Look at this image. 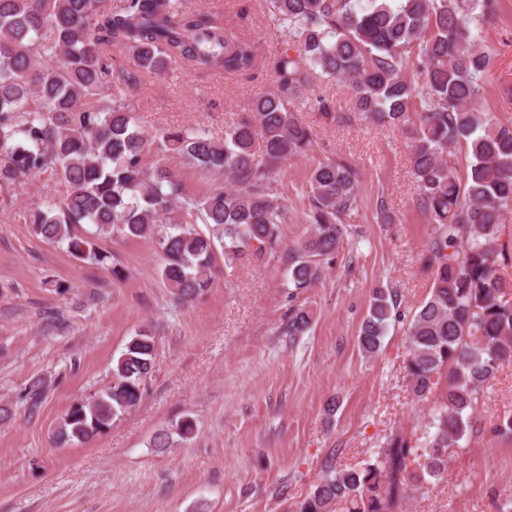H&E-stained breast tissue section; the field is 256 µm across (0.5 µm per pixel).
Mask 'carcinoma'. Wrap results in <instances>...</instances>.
I'll use <instances>...</instances> for the list:
<instances>
[{
	"instance_id": "1",
	"label": "carcinoma",
	"mask_w": 512,
	"mask_h": 512,
	"mask_svg": "<svg viewBox=\"0 0 512 512\" xmlns=\"http://www.w3.org/2000/svg\"><path fill=\"white\" fill-rule=\"evenodd\" d=\"M276 24L302 53L273 63L276 89L260 93L252 113L216 139L203 130H162L147 137L128 100L105 91V49L132 55L146 73L174 63L240 75L259 69L250 40L228 35L211 15L183 0H124L112 12L102 0H0V190L40 173L57 187L24 219L43 241L62 246L78 262L104 265L95 240L150 238L158 245L161 277L182 304L212 285L217 256L224 264L275 253L286 207L279 202L280 165L303 154L312 130L290 107L313 78L344 79L351 115L389 126H414L412 173L416 204L433 225L427 266L429 299L409 328L407 365L415 397L428 399L452 367L424 442L397 435L360 467L331 470L298 512H391L406 489H421L448 471V449L472 430L484 384L512 362V279L499 273L508 246L500 242L512 208V125L481 112L478 102L491 62L482 21L495 0H270ZM418 75L406 76V60ZM261 143L266 163L254 162ZM466 146L460 173L452 147ZM154 163L145 164L148 153ZM225 178L200 199L181 196L166 159ZM359 173L334 160L310 176L311 232L288 268V282L304 290L320 277V257L343 242L342 218L357 206ZM200 213L206 229L186 217ZM221 254H216V248ZM396 294L373 291L357 338L366 355L378 352ZM309 313L288 319V335L304 333ZM156 357L155 337L138 330L112 367V383L66 412L55 429L63 447L85 443L142 399ZM45 381L25 388L34 413Z\"/></svg>"
}]
</instances>
